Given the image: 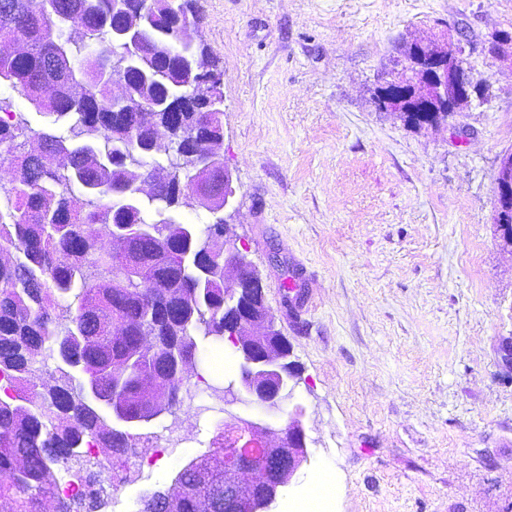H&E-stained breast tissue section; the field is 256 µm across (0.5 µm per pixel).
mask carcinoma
<instances>
[{
  "mask_svg": "<svg viewBox=\"0 0 512 512\" xmlns=\"http://www.w3.org/2000/svg\"><path fill=\"white\" fill-rule=\"evenodd\" d=\"M85 19L79 40L63 38L66 18ZM195 0H0V81L54 117L39 150L11 100L0 97V152L12 157L13 186L0 199V498L14 512H72L54 468L89 448H108L123 466L137 448L128 420L169 405L184 370L224 343V91L186 86L191 70L220 71L207 45L180 31L199 28ZM127 67L126 99L150 118L112 107L103 80ZM175 144L174 159L159 154ZM151 186L142 193L139 184ZM202 206L215 220L167 221ZM148 284H140L136 275ZM50 355L55 370L40 378ZM224 428L201 459L200 480L183 468L165 512H234L224 497ZM73 498L99 508L102 481L88 470Z\"/></svg>",
  "mask_w": 512,
  "mask_h": 512,
  "instance_id": "carcinoma-1",
  "label": "carcinoma"
}]
</instances>
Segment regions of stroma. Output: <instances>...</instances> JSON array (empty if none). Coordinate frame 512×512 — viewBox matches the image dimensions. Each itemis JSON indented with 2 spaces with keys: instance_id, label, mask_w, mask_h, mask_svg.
I'll return each mask as SVG.
<instances>
[{
  "instance_id": "obj_1",
  "label": "stroma",
  "mask_w": 512,
  "mask_h": 512,
  "mask_svg": "<svg viewBox=\"0 0 512 512\" xmlns=\"http://www.w3.org/2000/svg\"><path fill=\"white\" fill-rule=\"evenodd\" d=\"M224 69L229 231L261 273L301 377L276 407L225 400L239 357L197 364L180 404L137 428L153 465L128 468L113 512H139L207 452L221 403L284 425L303 406L307 457L268 512H291L323 471L333 512H500L512 501V254L492 220L499 157L512 152V52L490 37L512 0H198ZM462 33L489 102L471 135L416 131L379 110L412 40ZM302 288L300 306L288 283Z\"/></svg>"
}]
</instances>
